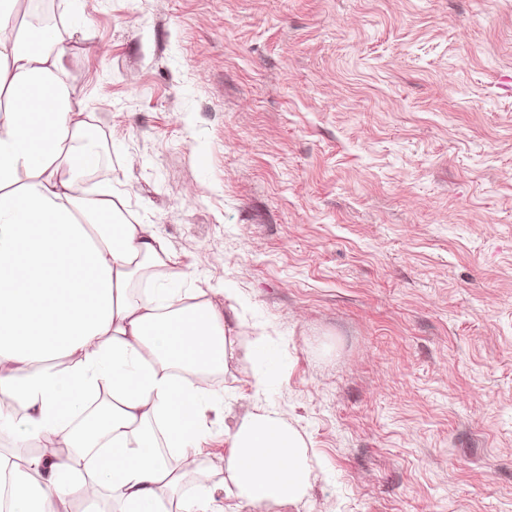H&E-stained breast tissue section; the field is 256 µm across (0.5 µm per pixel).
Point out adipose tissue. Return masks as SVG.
Instances as JSON below:
<instances>
[{
	"instance_id": "adipose-tissue-1",
	"label": "adipose tissue",
	"mask_w": 512,
	"mask_h": 512,
	"mask_svg": "<svg viewBox=\"0 0 512 512\" xmlns=\"http://www.w3.org/2000/svg\"><path fill=\"white\" fill-rule=\"evenodd\" d=\"M21 4L0 0V434L33 454L0 452L9 512L105 491L117 512H169L175 493L178 512H216L220 491L241 512L301 500L311 457L277 411L237 422L221 465L205 457L202 422L224 399L207 379L234 354L224 311L119 189L87 192L100 156L64 39Z\"/></svg>"
}]
</instances>
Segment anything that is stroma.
<instances>
[{
    "instance_id": "35a3bbf8",
    "label": "stroma",
    "mask_w": 512,
    "mask_h": 512,
    "mask_svg": "<svg viewBox=\"0 0 512 512\" xmlns=\"http://www.w3.org/2000/svg\"><path fill=\"white\" fill-rule=\"evenodd\" d=\"M41 4L96 182L265 336L208 458L272 406L315 476L272 512H512V0Z\"/></svg>"
}]
</instances>
